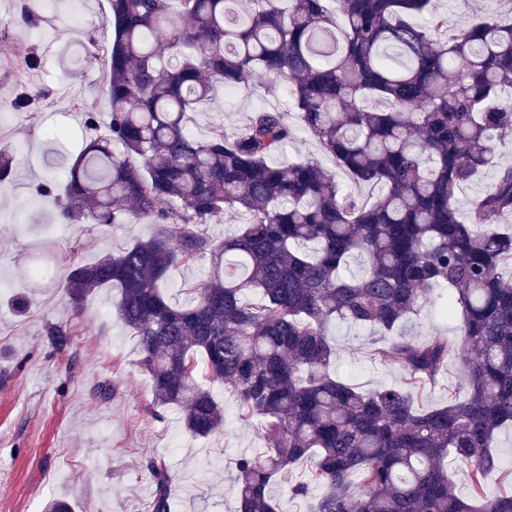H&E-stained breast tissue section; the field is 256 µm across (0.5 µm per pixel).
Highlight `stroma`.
I'll return each mask as SVG.
<instances>
[{"mask_svg": "<svg viewBox=\"0 0 512 512\" xmlns=\"http://www.w3.org/2000/svg\"><path fill=\"white\" fill-rule=\"evenodd\" d=\"M22 4L0 0V20L15 25L14 55L40 61L22 80L0 61V113L9 115L0 123V144L15 148L14 174L0 185V512H44L57 498L74 512H148L150 459L169 469L172 512H235V463L265 449L259 421H243L236 395L216 383L224 429L193 437L178 409L155 404L133 332L116 316L117 290L96 291L77 316L67 305L65 281L73 263L118 251L153 234L155 225L129 216L120 224H64L51 205L33 199L36 185L64 182L72 158L94 137L84 124L86 113H96L99 126L109 121L106 60L84 49L89 41L104 45L112 39L108 0H82L76 8L71 0H56L40 32L20 26ZM436 8L456 29L483 17L512 20L505 0H437ZM25 83L49 98L29 111H11ZM290 107L288 86L273 95L257 87L218 96L193 115L190 128L199 138L216 125L230 132L257 109ZM283 157L318 159L345 191L363 192L307 132H298ZM210 271L206 256L175 269L165 290L169 301L189 304ZM21 294L32 305L20 316L11 302ZM49 321L73 325L69 352L53 353L43 333ZM327 330L336 348L334 368L347 383L362 391L403 383L400 369L373 358L376 331L339 321ZM402 332L419 340L457 339L454 323L434 306L412 316ZM103 383L115 387L110 398L94 393ZM311 470L309 461H299L274 483L279 512H312L315 497L296 499L289 492L309 481Z\"/></svg>", "mask_w": 512, "mask_h": 512, "instance_id": "stroma-1", "label": "stroma"}]
</instances>
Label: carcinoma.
Returning <instances> with one entry per match:
<instances>
[{
	"label": "carcinoma",
	"mask_w": 512,
	"mask_h": 512,
	"mask_svg": "<svg viewBox=\"0 0 512 512\" xmlns=\"http://www.w3.org/2000/svg\"><path fill=\"white\" fill-rule=\"evenodd\" d=\"M326 2L109 0L113 38L86 46L109 60L107 133L64 185L37 193L71 223L118 224L127 205L157 231L74 264L68 300L78 311L97 289L120 290L118 316L155 402L178 408L190 434L224 428V406L196 379L199 356L241 418L261 422L265 452L236 462L237 512H278L271 486L300 460L321 489L316 512H512V493L484 492L498 469L494 435L512 426V277L499 273L512 260V231L500 229L512 166L466 213L455 205L512 130V99L496 104L512 93V23L450 31L431 0ZM46 5L22 6L27 28ZM256 73L269 94L289 84L299 126L355 184L379 190L373 201L343 192L314 158L274 161L296 135L279 110L193 136L190 115ZM44 97L31 87L12 107ZM12 156L0 147V182ZM229 209L248 215L235 234L200 230ZM204 255L212 274L194 303L171 304V271ZM435 303L457 322L458 342L395 336L375 350L405 384L364 392L332 373L331 321L395 332ZM45 336L61 353L74 333L50 322ZM450 360L465 397L423 406L422 388ZM448 462L469 467L470 496L456 492ZM147 469L149 512H171L167 469Z\"/></svg>",
	"instance_id": "1"
}]
</instances>
